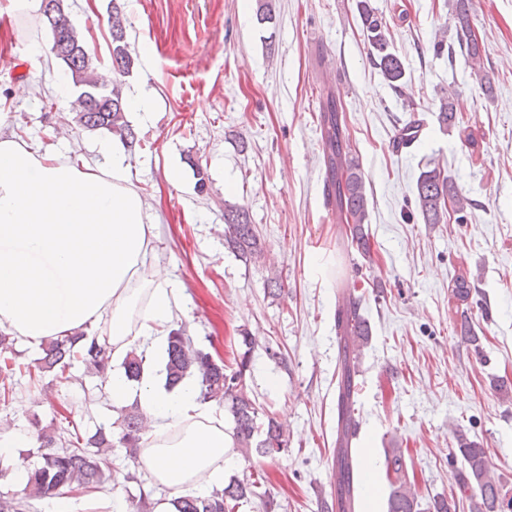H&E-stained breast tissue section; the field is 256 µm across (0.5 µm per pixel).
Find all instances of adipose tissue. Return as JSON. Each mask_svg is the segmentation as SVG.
I'll list each match as a JSON object with an SVG mask.
<instances>
[{
	"mask_svg": "<svg viewBox=\"0 0 512 512\" xmlns=\"http://www.w3.org/2000/svg\"><path fill=\"white\" fill-rule=\"evenodd\" d=\"M98 151L102 163L76 166L0 138V332L37 346L93 328L110 338L113 359L138 341L161 354L178 290L151 262L154 226L122 144ZM110 386L113 401H138L149 418L141 464L154 485L223 486L232 440L191 382L170 390L153 374L131 383L116 371Z\"/></svg>",
	"mask_w": 512,
	"mask_h": 512,
	"instance_id": "ef3b65f1",
	"label": "adipose tissue"
}]
</instances>
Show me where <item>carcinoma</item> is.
<instances>
[{"label": "carcinoma", "instance_id": "cac0c4a2", "mask_svg": "<svg viewBox=\"0 0 512 512\" xmlns=\"http://www.w3.org/2000/svg\"><path fill=\"white\" fill-rule=\"evenodd\" d=\"M54 7L41 6L43 22L53 37L52 53L60 59L70 73L72 83L82 88L79 98L71 104L75 111L77 127L89 131H104L119 138L128 149L137 143V135L126 120L127 100L121 76L129 73L134 59L127 38L125 19L120 7L113 6L108 17L111 34L110 57L112 70L117 75L111 88L100 90L95 80L81 83V72L92 67L91 49L74 27L68 5L64 0H54ZM358 9L363 25V34L370 46L373 64L384 78L396 85L405 69L399 55L393 49L390 29L385 19L376 14L370 0H359ZM470 0H455L457 46H445L437 41V50H448V56L461 54L479 77L484 95L489 96L493 87L483 74L482 45L469 24ZM456 90L441 89L440 121L448 128H455L459 121L454 107ZM320 129L323 142L326 182L333 189L334 205L340 217L349 224L347 245L366 253L370 250L368 198L365 181L359 164L353 157L347 129L342 127L336 96L326 95L321 105ZM415 206L425 224L448 223V211L463 213L470 201L460 195L452 181L433 167L421 171L415 192ZM224 246L237 257L246 261L261 253L255 225L248 210L233 207L224 211ZM453 298L468 303L472 295V284L464 275L458 276L452 285ZM336 334L339 336L340 380L337 396L336 429V512H358L362 507L361 495L352 489L349 439L358 426L351 406L357 390V367L365 345L368 344L370 326L361 314L360 300L351 296L342 297L336 309ZM165 386L173 388L186 377L196 380L199 399L213 400L232 418V438L245 456L253 454L273 458L288 448L284 428L274 417L252 398L248 390L247 377L251 375V351L255 337L245 332L242 345L245 350L235 358V368L225 370L224 361L215 359L210 351L195 346L180 329H172L166 339ZM16 338L0 332V380L12 377L16 366ZM84 366L85 372L97 377L100 385L108 382L112 373V345L107 338L92 337L84 341V334L51 337L41 345V356L35 359L34 369L40 373L54 372L64 379L71 362ZM146 357L133 348L127 352L121 366L128 381H138L145 371ZM118 418L111 429L99 426L92 434H77L67 439L58 431L54 422L46 425L34 423V436L38 443L40 462L27 463L0 457V476L20 467L26 470L23 489L26 499H52L76 491L97 492L112 481V448L125 449L126 455L137 461L144 447L143 432L146 416L137 407L119 408ZM458 452L461 467L458 470V488L461 498L477 503V512H512V496H508L502 480L491 475V466L486 452L475 442L460 441ZM385 473L391 486L388 512H420L415 492L407 484L404 457L401 449L385 450ZM256 480H241L231 477L222 489L209 494L185 495L172 499L175 512H233L244 500L262 498Z\"/></svg>", "mask_w": 512, "mask_h": 512}]
</instances>
